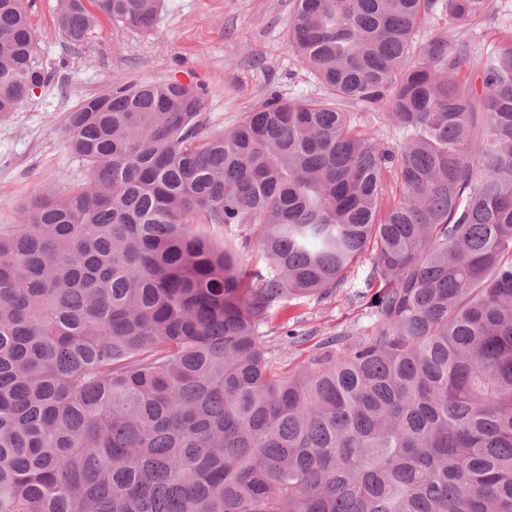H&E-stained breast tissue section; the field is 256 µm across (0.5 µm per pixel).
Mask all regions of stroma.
I'll return each mask as SVG.
<instances>
[{"instance_id": "35a3bbf8", "label": "stroma", "mask_w": 512, "mask_h": 512, "mask_svg": "<svg viewBox=\"0 0 512 512\" xmlns=\"http://www.w3.org/2000/svg\"><path fill=\"white\" fill-rule=\"evenodd\" d=\"M56 5L57 0L31 5L35 64L52 79L16 112L0 117V225L21 223L33 193L55 195L85 183L86 167L69 149L65 128L68 113L86 97L135 81L201 84L206 88L201 119L207 129L221 132L271 95L301 100L321 94L288 49L293 0H163L151 31H128L104 19L78 48L57 35ZM342 108L383 147L397 148L402 135L390 125L385 104L365 110L346 102ZM362 319L361 309L341 295L290 304L264 329L267 357L294 368L305 347L289 344L286 331L318 340Z\"/></svg>"}]
</instances>
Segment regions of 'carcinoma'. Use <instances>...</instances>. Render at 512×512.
<instances>
[{
	"instance_id": "obj_1",
	"label": "carcinoma",
	"mask_w": 512,
	"mask_h": 512,
	"mask_svg": "<svg viewBox=\"0 0 512 512\" xmlns=\"http://www.w3.org/2000/svg\"><path fill=\"white\" fill-rule=\"evenodd\" d=\"M431 9L449 34L422 43ZM159 11L57 0L55 26L81 46ZM489 16L295 0L319 97L214 134L177 82L69 112L87 183L0 225V512H512V30L474 53ZM36 54L28 0H0L1 117L46 82ZM346 100L387 104L397 150ZM340 293L367 323L272 369L274 310Z\"/></svg>"
}]
</instances>
